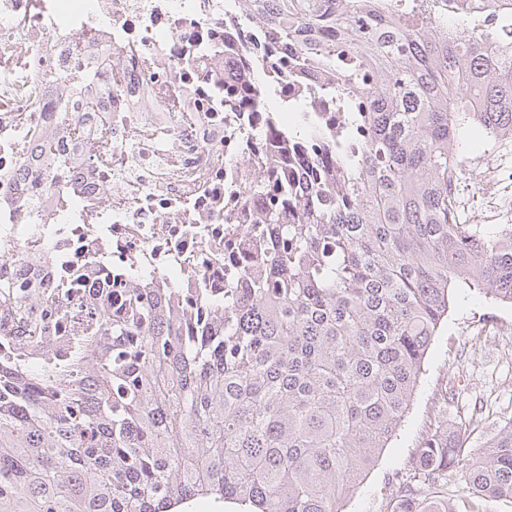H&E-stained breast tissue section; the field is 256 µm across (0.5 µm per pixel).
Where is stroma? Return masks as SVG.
Returning a JSON list of instances; mask_svg holds the SVG:
<instances>
[{
	"label": "stroma",
	"mask_w": 512,
	"mask_h": 512,
	"mask_svg": "<svg viewBox=\"0 0 512 512\" xmlns=\"http://www.w3.org/2000/svg\"><path fill=\"white\" fill-rule=\"evenodd\" d=\"M461 186L462 218L476 228L512 225V139L472 141ZM512 423V305L457 289L429 346L409 412L397 435L341 512H392L401 490L425 491L416 452L442 426L466 431V453L449 467L444 490L453 505L467 498L460 473L471 448Z\"/></svg>",
	"instance_id": "stroma-1"
}]
</instances>
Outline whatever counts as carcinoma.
Returning a JSON list of instances; mask_svg holds the SVG:
<instances>
[{
	"mask_svg": "<svg viewBox=\"0 0 512 512\" xmlns=\"http://www.w3.org/2000/svg\"><path fill=\"white\" fill-rule=\"evenodd\" d=\"M318 92L355 96L337 171L261 179L277 246L264 274L199 324L151 281L101 304L87 342L53 369L0 361V512H171L191 500L242 512H339L404 423L452 290L512 304V225L462 221L464 136L512 138V54L491 58L471 19L371 14L365 0H245ZM320 27L339 40L322 42ZM365 133L359 155L336 147ZM298 205L288 212V205ZM463 435H430L437 479ZM512 498V423L461 474ZM393 512H454L405 490Z\"/></svg>",
	"mask_w": 512,
	"mask_h": 512,
	"instance_id": "obj_1",
	"label": "carcinoma"
}]
</instances>
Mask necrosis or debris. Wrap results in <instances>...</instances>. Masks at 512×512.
Returning <instances> with one entry per match:
<instances>
[{
  "label": "necrosis or debris",
  "mask_w": 512,
  "mask_h": 512,
  "mask_svg": "<svg viewBox=\"0 0 512 512\" xmlns=\"http://www.w3.org/2000/svg\"><path fill=\"white\" fill-rule=\"evenodd\" d=\"M231 0H0V354L65 359L94 288L208 313L261 265L266 200L342 112Z\"/></svg>",
  "instance_id": "1"
}]
</instances>
